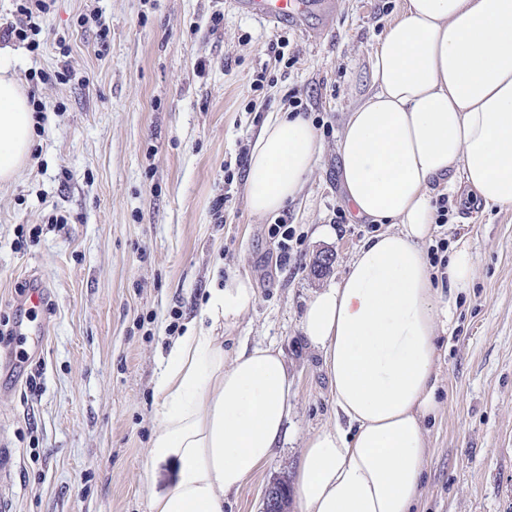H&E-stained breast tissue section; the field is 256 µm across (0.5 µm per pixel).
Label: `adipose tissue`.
I'll return each mask as SVG.
<instances>
[{
    "mask_svg": "<svg viewBox=\"0 0 512 512\" xmlns=\"http://www.w3.org/2000/svg\"><path fill=\"white\" fill-rule=\"evenodd\" d=\"M373 91L338 136L350 218L385 225L358 247L341 280L316 291L302 332L322 358L333 422L304 442L295 476L301 512H412L430 459L440 330L474 276L469 244L435 288L424 244L437 190L465 186L488 206L512 207V0H404L371 64ZM34 120L22 85L0 70V184L29 160ZM324 152L303 115L271 113L245 172L252 215L302 192ZM250 278L211 288L201 319L172 338L154 378L156 425L148 512H224L286 434L292 384L282 352L241 346L220 331L253 304Z\"/></svg>",
    "mask_w": 512,
    "mask_h": 512,
    "instance_id": "adipose-tissue-1",
    "label": "adipose tissue"
}]
</instances>
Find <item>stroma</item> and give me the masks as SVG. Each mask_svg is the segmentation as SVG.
I'll return each instance as SVG.
<instances>
[{
  "label": "stroma",
  "instance_id": "stroma-1",
  "mask_svg": "<svg viewBox=\"0 0 512 512\" xmlns=\"http://www.w3.org/2000/svg\"><path fill=\"white\" fill-rule=\"evenodd\" d=\"M402 2L332 0L330 18L275 27L231 0H54L39 52L0 40L21 84L34 70L77 74L38 84L42 133L0 186V316L20 311L30 277L48 298L25 370L0 362L10 466L0 500L11 512H147L151 489L176 473L168 462L155 486L144 478L168 326H186L207 289L233 275L250 277L256 298L225 329V350L279 348L294 395L285 438L224 512H263L265 488L292 483L304 440L334 417L304 309L372 233L337 219V134L370 90L373 54ZM283 39L279 61L271 46ZM294 96L327 129L323 156L298 201L251 215L238 160ZM280 218L302 237L285 263L268 234ZM434 237L468 240L475 276L437 339L441 409L425 423L432 456L416 512H512V208L449 199ZM324 254L329 269L314 273Z\"/></svg>",
  "mask_w": 512,
  "mask_h": 512
}]
</instances>
